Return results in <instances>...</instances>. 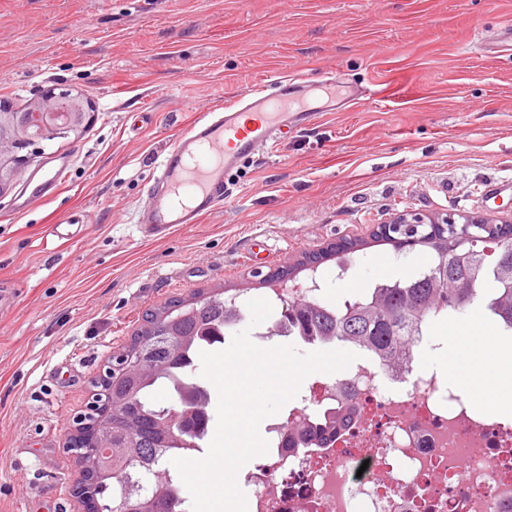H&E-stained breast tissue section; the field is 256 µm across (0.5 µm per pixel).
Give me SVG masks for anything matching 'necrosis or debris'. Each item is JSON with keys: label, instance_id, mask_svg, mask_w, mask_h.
<instances>
[{"label": "necrosis or debris", "instance_id": "necrosis-or-debris-1", "mask_svg": "<svg viewBox=\"0 0 512 512\" xmlns=\"http://www.w3.org/2000/svg\"><path fill=\"white\" fill-rule=\"evenodd\" d=\"M358 408L321 448L276 449L247 472L251 512H512V423L420 371L349 369Z\"/></svg>", "mask_w": 512, "mask_h": 512}]
</instances>
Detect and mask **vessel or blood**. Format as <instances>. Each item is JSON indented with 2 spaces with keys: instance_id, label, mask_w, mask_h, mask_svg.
<instances>
[{
  "instance_id": "vessel-or-blood-1",
  "label": "vessel or blood",
  "mask_w": 512,
  "mask_h": 512,
  "mask_svg": "<svg viewBox=\"0 0 512 512\" xmlns=\"http://www.w3.org/2000/svg\"><path fill=\"white\" fill-rule=\"evenodd\" d=\"M301 79L283 77L272 91L246 92L245 103L199 112L168 150L153 178L142 237L160 241L180 225L199 223L224 200V177L241 161L276 145L285 129L312 119L297 92Z\"/></svg>"
}]
</instances>
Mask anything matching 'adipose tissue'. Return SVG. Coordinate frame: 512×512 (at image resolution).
<instances>
[{
	"mask_svg": "<svg viewBox=\"0 0 512 512\" xmlns=\"http://www.w3.org/2000/svg\"><path fill=\"white\" fill-rule=\"evenodd\" d=\"M445 341L437 371L461 385L474 408L512 411V359L489 339L481 311L456 325Z\"/></svg>",
	"mask_w": 512,
	"mask_h": 512,
	"instance_id": "adipose-tissue-1",
	"label": "adipose tissue"
}]
</instances>
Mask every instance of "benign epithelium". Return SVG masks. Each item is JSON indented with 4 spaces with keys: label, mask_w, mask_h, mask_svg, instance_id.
<instances>
[{
    "label": "benign epithelium",
    "mask_w": 512,
    "mask_h": 512,
    "mask_svg": "<svg viewBox=\"0 0 512 512\" xmlns=\"http://www.w3.org/2000/svg\"><path fill=\"white\" fill-rule=\"evenodd\" d=\"M92 109L87 99L69 88H49L22 109L9 100L0 99V192L6 194L16 187L22 170L34 156L44 152L43 142L46 139H78L91 119ZM23 149L28 153L20 154ZM455 223L464 230L462 238L466 239L471 236L468 229L492 224L494 220L485 216H469L459 224L451 213L401 211L374 225L373 236L397 243H413V229L426 224L431 227L429 241L438 243L441 238L438 229ZM263 282L266 287L284 294V300L289 302L291 309L311 303L322 290L321 284L311 278L304 281L298 279L297 271L291 267L283 276H265ZM152 365L153 355L150 353L122 349L110 356L91 381L84 406L72 417L70 432L64 442L68 453L75 457L81 450L87 454L98 452L107 468H112V445L122 442L127 426H121L117 433L108 422L115 407L109 383L117 376L143 372ZM197 412L207 414L204 409L198 411L190 405L179 406V410L172 413L170 431L177 434L193 426ZM98 478L97 468L78 471L71 485L72 497L80 505L76 512H104V506L96 499L89 498L88 493L89 486L96 483Z\"/></svg>",
    "instance_id": "obj_1"
}]
</instances>
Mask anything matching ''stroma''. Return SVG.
<instances>
[{"instance_id": "1", "label": "stroma", "mask_w": 512, "mask_h": 512, "mask_svg": "<svg viewBox=\"0 0 512 512\" xmlns=\"http://www.w3.org/2000/svg\"><path fill=\"white\" fill-rule=\"evenodd\" d=\"M508 23L512 0H0V98L63 84L96 113L0 197V285L18 289L0 311V512H74L64 438L146 312L215 289L269 298L257 272L320 253L336 304L429 262L373 241L394 211L512 220ZM293 74L380 95L244 162L199 224L142 239L150 181L198 112ZM345 240L366 247L341 280L327 250Z\"/></svg>"}]
</instances>
